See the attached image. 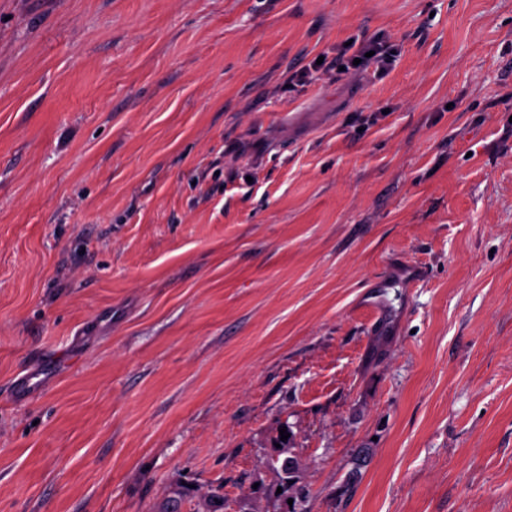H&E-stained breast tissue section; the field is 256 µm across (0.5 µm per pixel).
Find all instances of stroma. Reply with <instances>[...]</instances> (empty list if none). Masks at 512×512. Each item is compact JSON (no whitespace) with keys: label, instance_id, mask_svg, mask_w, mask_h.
<instances>
[{"label":"stroma","instance_id":"obj_1","mask_svg":"<svg viewBox=\"0 0 512 512\" xmlns=\"http://www.w3.org/2000/svg\"><path fill=\"white\" fill-rule=\"evenodd\" d=\"M283 423L305 512H512V0H0V512H281ZM350 49V45L346 46L342 51L337 52L336 58L331 61H327V56H324V60L320 65L316 64V60L308 70L296 75L297 81L307 82L313 79L312 71L319 72L322 70L324 73H328L334 70L338 75H345L350 70L363 69L371 63L376 64V68L379 73H384L388 70L392 62L395 61L394 58L396 57L397 52L393 45H389L385 41L379 39L372 41L366 46H363L360 50L355 51L352 55L347 56V52ZM370 51H375V54L371 57H365V54ZM392 51H395V54H392ZM355 58L361 59V62L358 65L353 64ZM341 66H344V70H340Z\"/></svg>","mask_w":512,"mask_h":512}]
</instances>
